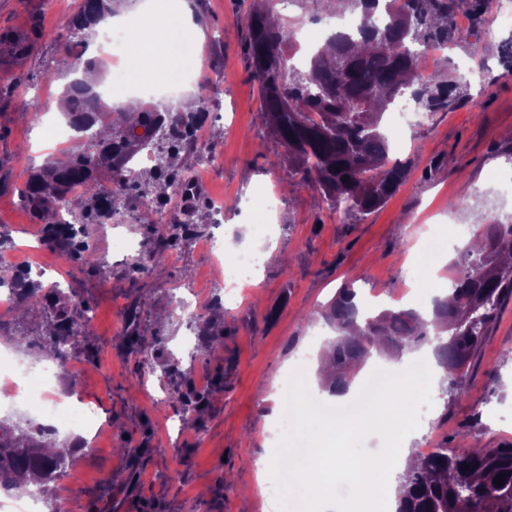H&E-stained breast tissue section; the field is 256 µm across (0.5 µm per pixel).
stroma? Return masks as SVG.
Returning <instances> with one entry per match:
<instances>
[{
	"mask_svg": "<svg viewBox=\"0 0 512 512\" xmlns=\"http://www.w3.org/2000/svg\"><path fill=\"white\" fill-rule=\"evenodd\" d=\"M79 2L0 0V31L25 30L29 41L26 50L0 51V233L20 265L27 261L23 246L42 228L19 190L40 165L45 140L17 115L48 112L60 98L63 81L42 79L61 56L49 33ZM250 6L251 0H190L205 29L197 65L223 83L225 122L209 129L208 145L196 155L201 183L194 203L236 200L210 233L229 246L259 243L273 251L246 300L212 306L211 348L199 349L196 331L173 314L189 296L194 270H207V257L185 241L176 259L155 252L150 216L98 228L93 242L110 261L100 270L62 261L48 247L38 255L94 316L57 383L60 391L76 390L90 400L104 425L94 446L79 445L55 485L69 512H186L191 498L199 512H269L254 463L268 453L265 431L287 369L309 350L313 334L328 330L323 305L345 282L363 294L377 292L388 307L403 301L407 283L423 269L409 232L418 219L453 233L463 224L512 214V197L486 188L488 180L512 178V75H505L498 58L512 29L493 18L488 25L495 33L478 37V56H470L462 40L430 70L436 78L450 71L463 76L482 111L459 101L392 136L393 157L409 162L411 173L382 209L358 218L331 209L320 191L295 188L281 194L272 232H259L249 204L259 189L280 188L282 178L270 162L282 147L265 121L245 51ZM457 200L463 210L451 209ZM120 238L135 242L145 267L133 270L116 246ZM134 315L145 339L140 346L127 342ZM50 317L40 309L0 311V349L38 362V341ZM21 336L36 339V346L18 344ZM186 387L205 400L189 424L168 399ZM446 387L436 382L433 411L409 448L512 443V298L471 361L464 396L451 399Z\"/></svg>",
	"mask_w": 512,
	"mask_h": 512,
	"instance_id": "stroma-1",
	"label": "stroma"
}]
</instances>
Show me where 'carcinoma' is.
<instances>
[{
  "mask_svg": "<svg viewBox=\"0 0 512 512\" xmlns=\"http://www.w3.org/2000/svg\"><path fill=\"white\" fill-rule=\"evenodd\" d=\"M124 0H82L80 9L64 17L50 34L62 47L60 64L45 73L46 82L63 72L90 65L83 59L95 27ZM361 8L358 25L320 35L308 43L301 66L296 31L274 15L272 0H254L248 18L246 52L256 78L266 121L284 148L274 166L298 189H318L329 206L365 216L381 208L408 179L407 164L390 157L383 118L396 98L411 99L428 112L445 111L452 99H470L460 77L431 82L425 76L422 50L447 47L461 40L454 17L461 8L485 22L493 0H349ZM64 118L79 133V145L61 161L48 160L26 180L21 198L42 222V241L64 260L79 258L90 270L103 266L88 243L92 217L109 218L117 201L135 183L163 199L177 175L173 160L180 149L163 150L165 141L192 138L206 108L177 105L159 109L140 102L132 111L112 112L95 88L78 79L65 88ZM147 137L131 139L135 128ZM158 153L164 175L142 173L129 178L125 163L141 149ZM86 194L73 224L58 219L70 205L72 184ZM209 214L195 209L188 224L172 225L171 236L154 237L155 249L178 237L204 230ZM480 240L455 265L452 297L435 296L430 307L382 309L364 313L353 284L346 282L325 306L322 316L336 332L328 342L331 370L322 374V390L337 394L353 383L356 371L377 355L401 356L432 341L436 363L446 373L450 395H464V378L475 351L495 321L502 302L512 297V221L493 220L474 231ZM19 306L53 311V333L47 342L54 355L66 359L78 342L77 329L87 325L89 308L74 305L64 292L43 289L16 277ZM171 400L183 412L197 413L201 402L175 391ZM46 429L0 420V489L25 490L27 478L40 484L63 477L75 448L58 441L47 450ZM406 479H398L395 512H512V445L498 448H436L414 453ZM468 465L462 469V465ZM506 474L504 485L494 479Z\"/></svg>",
  "mask_w": 512,
  "mask_h": 512,
  "instance_id": "1",
  "label": "carcinoma"
}]
</instances>
